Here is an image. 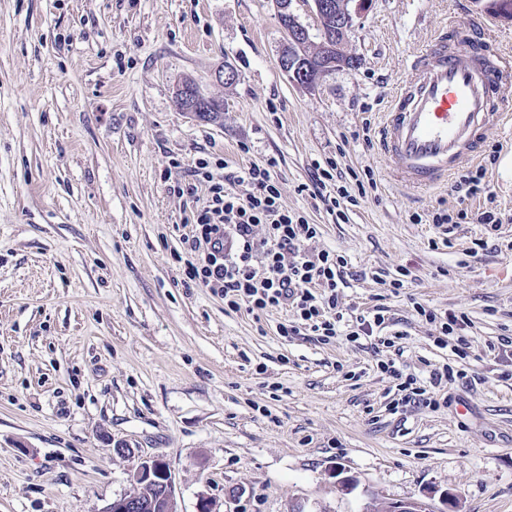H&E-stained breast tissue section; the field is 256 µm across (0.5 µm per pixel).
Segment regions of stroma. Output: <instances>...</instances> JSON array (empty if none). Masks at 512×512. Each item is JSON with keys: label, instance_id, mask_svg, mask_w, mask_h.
Here are the masks:
<instances>
[{"label": "stroma", "instance_id": "1", "mask_svg": "<svg viewBox=\"0 0 512 512\" xmlns=\"http://www.w3.org/2000/svg\"><path fill=\"white\" fill-rule=\"evenodd\" d=\"M457 19L490 22L512 56L486 0H366L343 45L358 66L308 89L278 64L272 0H0V512H101L153 456L177 512H512V125L487 130L486 191L465 202L492 203L494 229L434 225L463 203L451 183H396L375 137L412 56ZM225 65L235 82L216 81ZM186 79L221 119L179 110ZM202 158L275 160L281 205L317 227L309 250L348 261L337 309L382 311L393 346L286 339L285 309L232 311L185 282L197 204L169 187ZM330 161L376 181L341 224L307 189ZM419 304L465 316L467 358ZM389 361L471 382L398 408ZM433 511L429 505L421 500H408L398 502L374 503L370 502L368 512H423Z\"/></svg>", "mask_w": 512, "mask_h": 512}]
</instances>
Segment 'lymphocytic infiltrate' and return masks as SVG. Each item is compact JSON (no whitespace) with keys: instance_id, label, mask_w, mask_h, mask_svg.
I'll list each match as a JSON object with an SVG mask.
<instances>
[{"instance_id":"1","label":"lymphocytic infiltrate","mask_w":512,"mask_h":512,"mask_svg":"<svg viewBox=\"0 0 512 512\" xmlns=\"http://www.w3.org/2000/svg\"><path fill=\"white\" fill-rule=\"evenodd\" d=\"M196 182L174 185L177 195L206 196L193 217L188 246L194 254L183 276L212 294L223 297L225 307L263 312L285 308L292 322L279 326L281 336L309 331L322 344H330L344 316L336 310V290L344 284L347 261L328 252L311 253L308 241L317 235L304 216L284 209L279 183L269 166L250 164L226 174L211 171L207 160L196 164ZM246 194H238V187ZM263 236H256L257 226ZM468 382L466 372L445 365L431 371L428 385L409 377L398 383L403 402L437 405V389L454 381Z\"/></svg>"}]
</instances>
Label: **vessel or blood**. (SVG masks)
<instances>
[{
	"label": "vessel or blood",
	"mask_w": 512,
	"mask_h": 512,
	"mask_svg": "<svg viewBox=\"0 0 512 512\" xmlns=\"http://www.w3.org/2000/svg\"><path fill=\"white\" fill-rule=\"evenodd\" d=\"M512 84V60L484 32L451 23L413 55L391 95L378 145L393 177L413 187L444 183L481 153L488 127L507 122L498 87Z\"/></svg>",
	"instance_id": "b4317fda"
}]
</instances>
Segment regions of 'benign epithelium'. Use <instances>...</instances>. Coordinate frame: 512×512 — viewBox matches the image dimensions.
Returning a JSON list of instances; mask_svg holds the SVG:
<instances>
[{"instance_id":"1","label":"benign epithelium","mask_w":512,"mask_h":512,"mask_svg":"<svg viewBox=\"0 0 512 512\" xmlns=\"http://www.w3.org/2000/svg\"><path fill=\"white\" fill-rule=\"evenodd\" d=\"M316 15L336 28V36L320 43L321 65L302 67L292 54L279 58L282 70L299 85L313 88L320 79L338 66L334 58L339 51V38L350 30L354 18L365 5L364 0H313ZM277 15L286 22L284 32L288 48L301 47L309 42L308 30L291 11V0H274ZM132 489L107 503L100 512H133L149 506L151 512H176L175 483L169 464L161 457L140 459L132 478ZM430 507L421 500L369 503L368 512H428Z\"/></svg>"}]
</instances>
